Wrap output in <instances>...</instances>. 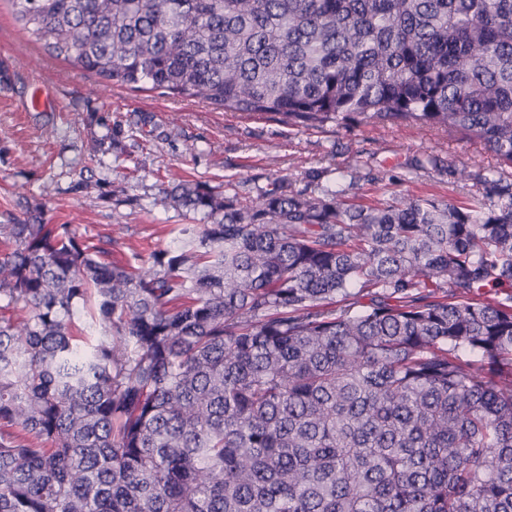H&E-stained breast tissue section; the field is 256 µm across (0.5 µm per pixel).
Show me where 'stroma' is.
I'll return each instance as SVG.
<instances>
[{
    "label": "stroma",
    "instance_id": "1",
    "mask_svg": "<svg viewBox=\"0 0 512 512\" xmlns=\"http://www.w3.org/2000/svg\"><path fill=\"white\" fill-rule=\"evenodd\" d=\"M493 157L461 134L415 125L352 123L297 129L227 112L161 89L100 80L46 54L0 0V224L40 216L70 224L114 259L177 244L192 216L155 206L180 180L215 193L258 196L276 177L323 185L356 201L436 197L464 205ZM472 174L455 180L454 167Z\"/></svg>",
    "mask_w": 512,
    "mask_h": 512
}]
</instances>
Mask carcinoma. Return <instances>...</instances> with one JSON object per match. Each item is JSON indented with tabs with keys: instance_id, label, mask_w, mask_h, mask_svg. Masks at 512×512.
<instances>
[{
	"instance_id": "cac0c4a2",
	"label": "carcinoma",
	"mask_w": 512,
	"mask_h": 512,
	"mask_svg": "<svg viewBox=\"0 0 512 512\" xmlns=\"http://www.w3.org/2000/svg\"><path fill=\"white\" fill-rule=\"evenodd\" d=\"M9 2L112 84L496 163L464 207L183 180L136 266L0 224V512H512V0Z\"/></svg>"
}]
</instances>
